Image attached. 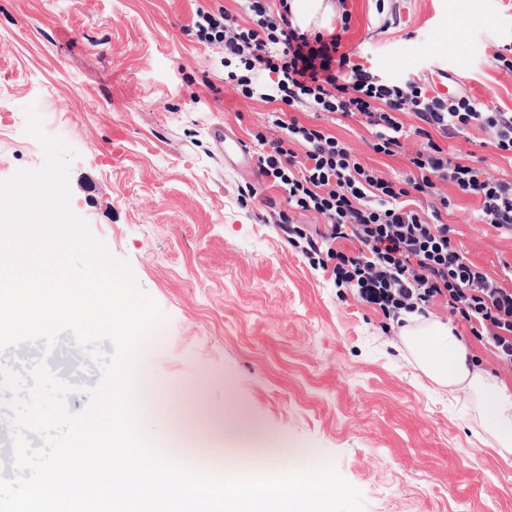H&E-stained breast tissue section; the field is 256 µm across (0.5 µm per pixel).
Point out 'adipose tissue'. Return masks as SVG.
<instances>
[{
	"label": "adipose tissue",
	"instance_id": "obj_1",
	"mask_svg": "<svg viewBox=\"0 0 512 512\" xmlns=\"http://www.w3.org/2000/svg\"><path fill=\"white\" fill-rule=\"evenodd\" d=\"M301 30L331 28L340 13L335 0H288ZM399 339L417 368L437 387L470 399L480 427L499 454L512 453V390L477 366L467 345L450 325L418 314L406 317Z\"/></svg>",
	"mask_w": 512,
	"mask_h": 512
}]
</instances>
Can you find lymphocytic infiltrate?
I'll return each mask as SVG.
<instances>
[{"label":"lymphocytic infiltrate","instance_id":"f902f5d3","mask_svg":"<svg viewBox=\"0 0 512 512\" xmlns=\"http://www.w3.org/2000/svg\"><path fill=\"white\" fill-rule=\"evenodd\" d=\"M250 24L223 10L197 8L190 28L197 41L224 53V81L246 100L282 102L313 112L316 124L268 113L251 134L260 176L284 194L287 210L270 213L291 246L309 264L331 272L339 288L354 290L379 307L390 325L401 313L426 314L444 298L451 315L489 343L499 361L512 367V267L494 279L454 243L443 221L451 200L440 183L480 202L482 223L512 234V179H495L472 161L449 152L439 138L487 133L492 145L512 154V113L480 107L466 93L444 96L416 80L390 83L342 50L349 12L337 28L313 33L293 25L288 0H242ZM414 116L412 133L423 140L411 157L415 176L387 178L364 164L349 146L319 127V119L357 118L373 135L375 152L401 151L407 131L401 114ZM303 154H296L295 145ZM320 215L325 229L313 234L295 224L290 210ZM356 249H337L336 241Z\"/></svg>","mask_w":512,"mask_h":512}]
</instances>
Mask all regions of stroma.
Here are the masks:
<instances>
[{"mask_svg": "<svg viewBox=\"0 0 512 512\" xmlns=\"http://www.w3.org/2000/svg\"><path fill=\"white\" fill-rule=\"evenodd\" d=\"M342 44L381 79L413 78L466 91L512 112V78L493 64L512 44V0H346ZM223 7L237 23L240 0H0V182L46 162L26 132L36 108L48 135L75 152L70 207L127 262L165 320L153 361L173 408L199 389L213 418L232 408L274 443L333 460L356 487L363 512H512V454L485 445L462 396L435 389L380 310L341 293L310 266L270 208L282 193L257 167L225 156L215 125L241 141L267 113L314 116L279 102L244 101L224 85L223 54L188 27L197 7ZM328 129L387 176L409 174L401 155L375 153L371 135L344 118ZM449 150L512 178L480 130L448 138ZM256 198L245 199L248 186ZM444 221L492 276L512 263V236L478 219L476 199L450 185ZM480 366L512 386V368L450 318Z\"/></svg>", "mask_w": 512, "mask_h": 512, "instance_id": "35a3bbf8", "label": "stroma"}]
</instances>
